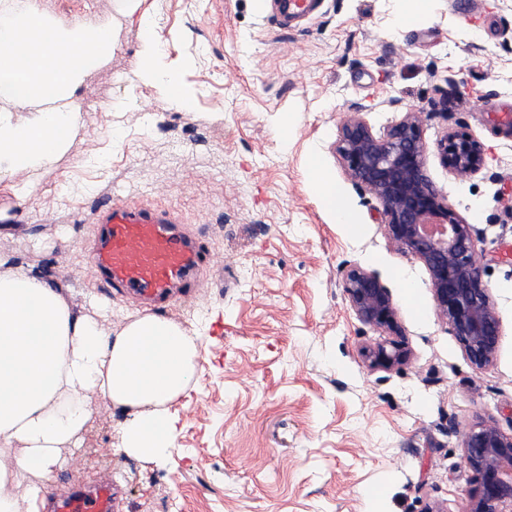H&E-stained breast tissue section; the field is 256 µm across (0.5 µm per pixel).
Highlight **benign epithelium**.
<instances>
[{
	"mask_svg": "<svg viewBox=\"0 0 512 512\" xmlns=\"http://www.w3.org/2000/svg\"><path fill=\"white\" fill-rule=\"evenodd\" d=\"M441 163L459 176L484 167L482 144L464 132H452L436 144ZM335 152L346 175L367 188L385 218L388 239L425 266L436 307L471 366L489 368L498 353L501 324L485 269L493 258L477 248L476 232L448 205L447 196L429 178L427 147L416 112H407L386 136H376L355 106L339 128ZM345 293L365 325L392 338L366 351L375 369L400 367L410 360L396 320L392 295L379 278L361 267L346 274ZM463 461L477 488L468 512H512V432L490 421L463 435Z\"/></svg>",
	"mask_w": 512,
	"mask_h": 512,
	"instance_id": "benign-epithelium-1",
	"label": "benign epithelium"
}]
</instances>
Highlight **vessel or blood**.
Instances as JSON below:
<instances>
[{
  "mask_svg": "<svg viewBox=\"0 0 512 512\" xmlns=\"http://www.w3.org/2000/svg\"><path fill=\"white\" fill-rule=\"evenodd\" d=\"M280 19L304 16L315 0H269ZM88 264L99 288L149 307H162L201 287L211 260L202 238L182 230L170 212L118 198L103 205ZM47 512H125L122 487L109 476L86 490L53 492Z\"/></svg>",
  "mask_w": 512,
  "mask_h": 512,
  "instance_id": "b4317fda",
  "label": "vessel or blood"
}]
</instances>
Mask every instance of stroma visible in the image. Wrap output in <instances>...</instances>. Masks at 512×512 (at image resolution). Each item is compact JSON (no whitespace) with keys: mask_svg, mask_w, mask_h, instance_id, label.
I'll list each match as a JSON object with an SVG mask.
<instances>
[{"mask_svg":"<svg viewBox=\"0 0 512 512\" xmlns=\"http://www.w3.org/2000/svg\"><path fill=\"white\" fill-rule=\"evenodd\" d=\"M37 2L57 28L109 29L112 54L73 91L79 123L65 154L0 184V257L50 271L84 305L92 217L118 195L173 212L216 258L207 288L165 311L199 344L169 405L175 448L125 453L129 409L95 395L78 464L46 491L114 470L129 512H466L475 481L462 432L512 428V128L498 114L512 109V0H470L481 30L456 0H432L403 30L391 27L403 0H318L284 28L266 0ZM147 16L190 107L139 77ZM353 104L378 135L419 112L431 180L495 255L485 278L502 335L489 368H472L426 268L389 242L376 200L348 179L334 143ZM452 131L482 144L481 172L460 178L441 164L434 145ZM316 156L324 196L310 184ZM14 182L36 188L21 202ZM337 206L359 234L334 220ZM355 266L390 290L407 365L366 360L385 334L349 305Z\"/></svg>","mask_w":512,"mask_h":512,"instance_id":"1","label":"stroma"}]
</instances>
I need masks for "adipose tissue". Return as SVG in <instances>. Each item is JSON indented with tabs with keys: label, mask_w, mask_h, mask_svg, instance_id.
<instances>
[{
	"label": "adipose tissue",
	"mask_w": 512,
	"mask_h": 512,
	"mask_svg": "<svg viewBox=\"0 0 512 512\" xmlns=\"http://www.w3.org/2000/svg\"><path fill=\"white\" fill-rule=\"evenodd\" d=\"M84 41L87 52L69 55ZM13 50L0 54V180L35 169L63 154L78 115L71 93L89 60L112 52L109 31H87L80 22L58 29L29 14L0 29ZM162 36L156 25L140 31V76L180 105L189 95L160 65ZM40 108L18 121L15 108ZM198 347L168 318L143 314L112 331L104 320L78 311L46 275L0 270V449L11 456L0 470V512H36L44 484L64 465L61 451L80 445L92 415L91 395L132 409L122 427L127 453L155 456L175 445L169 404L188 387Z\"/></svg>",
	"instance_id": "adipose-tissue-1"
}]
</instances>
